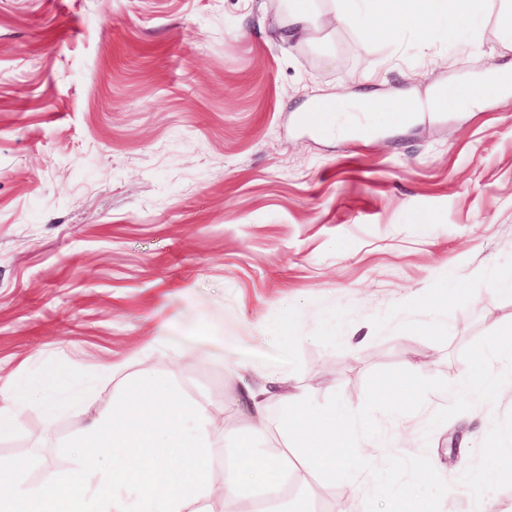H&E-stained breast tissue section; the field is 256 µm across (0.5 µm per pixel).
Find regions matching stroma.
I'll return each instance as SVG.
<instances>
[{
	"instance_id": "stroma-1",
	"label": "stroma",
	"mask_w": 512,
	"mask_h": 512,
	"mask_svg": "<svg viewBox=\"0 0 512 512\" xmlns=\"http://www.w3.org/2000/svg\"><path fill=\"white\" fill-rule=\"evenodd\" d=\"M503 7L482 0L478 29L453 41L321 21L285 41L277 0H0V406L57 365L93 415L143 373L172 381L224 408L218 487L225 452L264 443L237 401L283 370L314 409L388 393L390 481L438 463L437 512H512V481L463 479L496 453L483 432L512 448V376L499 398L440 395L425 411L400 393L409 358L441 388L512 329V92L428 107L475 69L512 68V43L490 35ZM365 94L408 96L419 118L369 139L297 122ZM488 267L505 283L493 296ZM456 287L475 299L443 307L444 330L415 325L410 295ZM293 303L289 344L270 328ZM84 425L67 396L50 417L31 406L0 431V461L62 483ZM290 469L298 512L388 508L371 479L352 491Z\"/></svg>"
}]
</instances>
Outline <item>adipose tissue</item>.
<instances>
[{
  "instance_id": "obj_1",
  "label": "adipose tissue",
  "mask_w": 512,
  "mask_h": 512,
  "mask_svg": "<svg viewBox=\"0 0 512 512\" xmlns=\"http://www.w3.org/2000/svg\"><path fill=\"white\" fill-rule=\"evenodd\" d=\"M331 20L366 25L371 32H387L405 24L421 35L430 34L442 17H450L449 38L471 30L477 21L475 0H331ZM393 108L369 106L360 98L354 110L333 103L329 116L337 131L360 134L375 132L384 123L398 120ZM512 366V340H495L478 348L465 379L449 381L456 393L467 389L492 397L501 389L498 371ZM68 389L70 374L59 366L40 379L14 387L1 412L12 414L30 405L53 411L42 392L44 385ZM170 385L146 379L132 397L112 408L108 419L92 421L85 429L84 446L107 449L105 463H88L78 457L75 476L84 495L69 499L65 485L29 488L15 473L17 464L0 466V503L9 512H209L215 493L237 501L240 512H253L257 497H265L275 512H288L282 490L288 480V454L243 445L224 459L222 489H215L209 472L212 465L211 432L224 422V408L193 400L170 405ZM279 398L287 415L270 426L267 403ZM378 403L355 405L343 401L320 410L308 409L306 391L292 384L284 373L264 375L261 385L247 388L246 414L256 431L275 429L281 438L300 440L328 484L355 488L360 476L385 479L378 461L380 449L370 434L375 426Z\"/></svg>"
}]
</instances>
